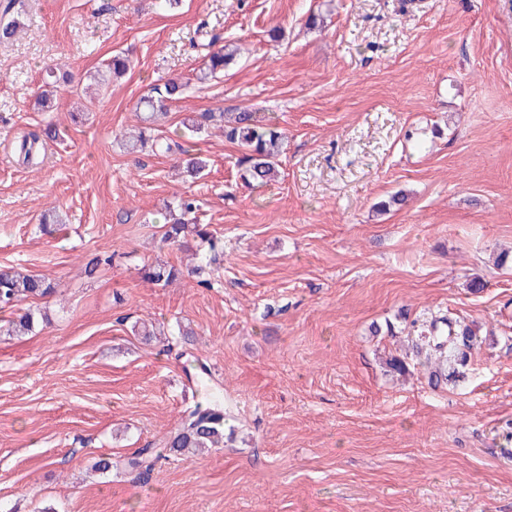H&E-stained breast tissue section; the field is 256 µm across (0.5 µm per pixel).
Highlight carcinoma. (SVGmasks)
I'll list each match as a JSON object with an SVG mask.
<instances>
[{
	"label": "carcinoma",
	"mask_w": 512,
	"mask_h": 512,
	"mask_svg": "<svg viewBox=\"0 0 512 512\" xmlns=\"http://www.w3.org/2000/svg\"><path fill=\"white\" fill-rule=\"evenodd\" d=\"M15 0H0V42L14 39L20 32L19 22L12 17ZM209 52L201 72V79L212 78L224 72V68L234 61L237 50L219 44V37L214 36L208 43ZM131 61L123 54L112 56L106 63V73L111 79L123 77L130 69ZM185 85L176 79L166 81L163 86L153 88V95L143 100V115L139 116L140 126L129 134L126 140L128 152L135 153L146 144H151L152 151L165 155L178 149L181 165L190 178L200 176L208 167L207 160L198 153L178 144L172 145L166 140L151 136V131L167 111V103L181 98ZM224 121V113L197 112L185 123L191 132L200 133L211 125ZM224 137L238 144L245 152V170L242 179L248 185L263 186L278 177V156L282 144V134L256 119L254 113L247 110L236 112L224 127ZM196 200L191 195L178 199L176 210L165 215V231L161 242L166 246H185L193 239L208 244V249L201 253L199 261L187 271L174 265L155 262L143 267L144 278L156 284L166 286L183 274L196 279L200 285H207L212 273V264L216 262V243L207 230L200 224L189 222L187 216L195 212ZM54 291V285L44 277L26 274L13 268L0 269V310H9L14 319L7 328L0 329V335L18 336L35 330L38 322H50L47 313L36 314L21 307V303L32 298L43 297ZM417 329L420 346L417 355L424 356L430 364L429 378L434 385L460 386L468 378V367L475 352L481 347L480 327L474 322H466L442 316L426 327L411 322ZM227 414L222 403L199 402L185 416L180 428L165 442L159 450L143 448L137 459L132 462V469L145 475L155 461L165 457V452L179 454L194 453L202 448H220L224 446V427Z\"/></svg>",
	"instance_id": "1"
}]
</instances>
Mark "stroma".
<instances>
[{
	"instance_id": "obj_1",
	"label": "stroma",
	"mask_w": 512,
	"mask_h": 512,
	"mask_svg": "<svg viewBox=\"0 0 512 512\" xmlns=\"http://www.w3.org/2000/svg\"><path fill=\"white\" fill-rule=\"evenodd\" d=\"M18 20L0 43V266L55 291L36 302L50 324L0 338V512H512V266L495 264L512 250V0H23ZM205 32L241 53L202 82ZM119 52L128 74L85 95ZM56 64L73 80L44 109ZM173 77L186 89L154 134L208 158L194 181L121 140ZM244 108L284 136L263 187L222 132L183 126ZM185 193L224 252L207 288L141 276L186 262L159 244ZM51 210L67 222L46 234ZM95 256L112 262L89 279ZM448 312L481 328L469 382L388 373L416 355L411 321ZM209 391L232 441L138 476L130 458Z\"/></svg>"
}]
</instances>
